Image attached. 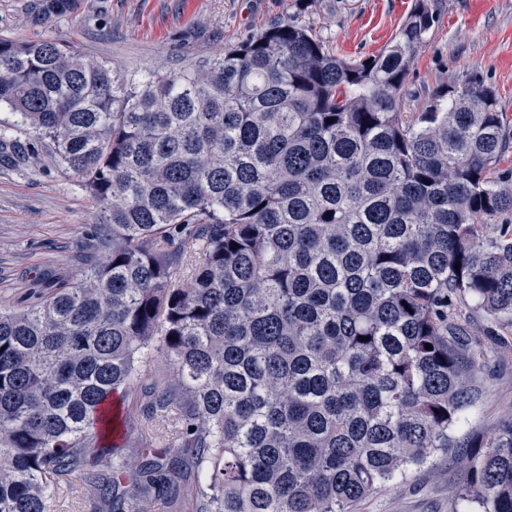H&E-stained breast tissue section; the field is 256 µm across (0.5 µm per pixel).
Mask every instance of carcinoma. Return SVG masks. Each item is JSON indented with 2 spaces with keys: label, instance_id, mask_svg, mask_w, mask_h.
I'll return each instance as SVG.
<instances>
[{
  "label": "carcinoma",
  "instance_id": "carcinoma-1",
  "mask_svg": "<svg viewBox=\"0 0 512 512\" xmlns=\"http://www.w3.org/2000/svg\"><path fill=\"white\" fill-rule=\"evenodd\" d=\"M434 23L416 0L367 62L283 21L145 75L0 40V107L50 140L111 246L0 309V512H56L74 480L90 512H352L448 448L468 472L450 512H512V417L454 435L503 354L471 313L512 325V121L481 84L402 111ZM157 353L174 379L112 416Z\"/></svg>",
  "mask_w": 512,
  "mask_h": 512
}]
</instances>
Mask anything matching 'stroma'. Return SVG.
Listing matches in <instances>:
<instances>
[{
	"instance_id": "stroma-1",
	"label": "stroma",
	"mask_w": 512,
	"mask_h": 512,
	"mask_svg": "<svg viewBox=\"0 0 512 512\" xmlns=\"http://www.w3.org/2000/svg\"><path fill=\"white\" fill-rule=\"evenodd\" d=\"M38 0H0V38L50 37L129 73H163L223 56L280 22L308 29L335 55L365 59L395 36L415 0H73L62 17L38 16ZM436 22L411 66L403 109L445 85L491 87L512 118V0H429ZM0 308L21 312L55 283L82 280L105 262L95 238L101 211L60 166L53 145L0 109ZM512 415V359L490 360L482 396L462 434L490 436ZM458 449L360 502L355 512H448L466 475Z\"/></svg>"
}]
</instances>
